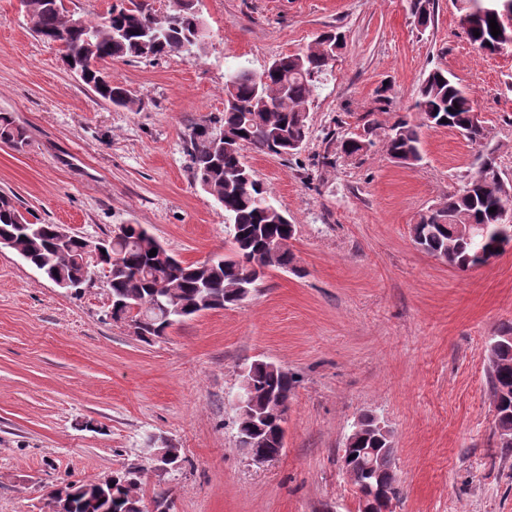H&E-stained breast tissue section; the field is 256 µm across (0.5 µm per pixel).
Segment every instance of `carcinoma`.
Returning <instances> with one entry per match:
<instances>
[{"instance_id": "cac0c4a2", "label": "carcinoma", "mask_w": 512, "mask_h": 512, "mask_svg": "<svg viewBox=\"0 0 512 512\" xmlns=\"http://www.w3.org/2000/svg\"><path fill=\"white\" fill-rule=\"evenodd\" d=\"M461 10L477 8L484 17L477 28L479 36L469 32V40L482 49L490 36L489 19L502 26V33L512 36V28L496 11L495 0H458ZM59 0H30L28 13L32 29L44 41L58 42L77 62L90 58L107 61L112 58L142 59L145 54L163 57L173 53L201 55L204 46L194 41L195 32L203 24L194 0H176L170 11L164 35L152 46L144 45L145 30L153 21L154 8L149 0H120L112 6L110 19L93 22L82 20L73 26L64 12L57 9ZM412 13L427 26L434 16V0H410ZM336 32L322 34L306 50L275 59L270 68L252 74L239 65L227 74L239 75L233 90H225L231 100L224 113L213 123L193 127L186 144L193 179L208 187L209 194L224 207L227 229L231 237V253L219 255L205 267L202 263L185 262L170 254L160 241L142 225L125 229L112 239V255H103L99 267L107 266L106 276L113 301L124 300L149 313L139 336L148 343L166 326L162 305L180 306L188 314L201 309H219L239 305L248 299L247 291L256 290L264 275L253 262L254 253L265 243L289 240L294 225L282 221L280 208H270L271 192L257 179L245 184L236 178L242 164V150L251 146L272 155L292 154L296 143L306 140L307 105L314 96L318 80L310 77L328 71L324 46L341 48ZM99 71L90 70L84 83L106 103L132 109L139 105L130 90L120 84L101 85ZM412 109L424 124L460 130L463 136L478 142L484 138L483 128L473 121V100L469 92L448 71L435 68L422 80ZM447 123H441V120ZM223 136L225 149L213 152L208 141ZM386 151L401 165L415 166L421 160L417 127L398 119L385 134ZM0 142L17 150L28 142L27 130L17 124L9 112H0ZM494 158L488 156L484 166L470 176L459 191L448 195V202L412 227L413 240L433 256L466 270L486 263L503 250L498 221L489 208L512 212V181L495 178ZM29 224L31 237L19 240L26 262L52 282L67 281L82 287L89 285L85 266L79 258L96 245V238L78 235L70 240L69 251H55L59 225L33 222L20 211L17 198L0 190V238L16 237L20 222ZM455 224H481L480 233L470 241L454 237ZM157 250L151 256V250ZM491 360L487 382L499 401L495 431L512 432V327L504 326L489 344ZM249 377L254 387L255 404L264 406L273 395L286 403L294 389V378L283 369L266 362L250 365ZM256 430L260 443L246 453H264L273 458L282 448L277 428L258 418H241ZM372 419L360 417V430L351 432L344 444L342 457L349 458L361 448L379 449L378 476L399 496L396 481L395 448L370 430ZM63 512H141L143 494L141 470L131 468L110 483L72 481L61 501Z\"/></svg>"}]
</instances>
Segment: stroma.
<instances>
[{"mask_svg":"<svg viewBox=\"0 0 512 512\" xmlns=\"http://www.w3.org/2000/svg\"><path fill=\"white\" fill-rule=\"evenodd\" d=\"M210 39L201 57L105 62L140 100L102 101L31 30L19 0H0V112L28 134L0 143V189L41 221L100 236L141 224L178 258L228 251L224 210L192 178L184 142L224 111V73L264 70L321 33L344 47L308 104L293 155L247 147L245 161L295 226L294 270L273 269L253 296L210 310L147 344L109 320L105 278L65 293L18 254L0 252V512H42L63 480L144 470V501L171 512H357L340 466L354 422L392 429L397 512H512V449L501 448L487 384L491 336L512 325V247L460 270L419 249L411 229L492 154L512 179V53L468 39L454 0L428 28L409 0H198ZM435 68L466 86L482 145L423 128L422 160L384 147ZM387 96L386 112L376 99ZM381 127L358 156L343 140L368 112ZM296 378L284 449L253 461L232 401L254 361ZM180 467L160 474L158 442Z\"/></svg>","mask_w":512,"mask_h":512,"instance_id":"1","label":"stroma"}]
</instances>
